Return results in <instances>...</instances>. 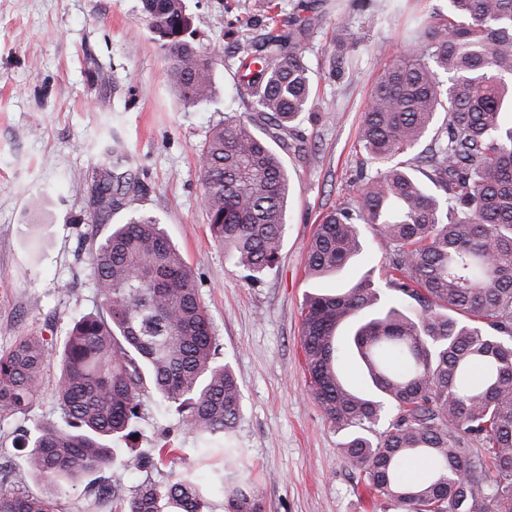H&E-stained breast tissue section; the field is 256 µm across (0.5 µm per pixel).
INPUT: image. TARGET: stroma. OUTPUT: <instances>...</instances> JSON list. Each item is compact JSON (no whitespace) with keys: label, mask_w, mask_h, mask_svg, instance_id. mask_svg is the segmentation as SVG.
I'll use <instances>...</instances> for the list:
<instances>
[{"label":"stroma","mask_w":512,"mask_h":512,"mask_svg":"<svg viewBox=\"0 0 512 512\" xmlns=\"http://www.w3.org/2000/svg\"><path fill=\"white\" fill-rule=\"evenodd\" d=\"M196 46L212 60L213 93L188 104L170 79L141 0H0V351L27 336L46 353L40 392L28 414L0 418V466L8 488L48 491L19 459L23 431L59 421L55 388L62 343L74 321L97 310L91 258L111 227L139 214L155 217L192 268L212 323L217 363L229 364L242 393L231 439L247 449L250 477L265 512H385L367 499L339 450L344 438L309 391L300 347L301 304L314 288L333 289L384 277L385 252L365 227L362 259L336 277L307 279V247L321 217L353 202L356 138L371 90L393 56L413 51L416 18L448 0H387L366 27L348 0H321L328 23L347 17L355 35L342 78H329L325 33L305 58L317 83L296 123L306 141L289 153L288 230L278 264L247 279L206 224L197 151L211 128L247 116L224 31L260 34L267 0H184ZM119 142L133 159L139 191L101 219L92 204L106 146ZM138 448L169 437L193 439L153 391L141 397Z\"/></svg>","instance_id":"stroma-1"}]
</instances>
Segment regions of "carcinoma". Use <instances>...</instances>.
Masks as SVG:
<instances>
[{"instance_id":"1","label":"carcinoma","mask_w":512,"mask_h":512,"mask_svg":"<svg viewBox=\"0 0 512 512\" xmlns=\"http://www.w3.org/2000/svg\"><path fill=\"white\" fill-rule=\"evenodd\" d=\"M448 2V12L433 9L415 29L418 52L382 70L357 138L360 168H381L356 186L357 205L322 217L306 255L307 277L337 275L361 255L371 224L391 294L368 277L307 293L301 347L311 395L345 432L339 448L365 492L399 512H512V124L504 123L512 111V0ZM142 3L184 101L208 99L212 62L192 41L183 0ZM325 24L317 0H308L284 29L270 16L255 41L226 34L255 112L212 127L198 163L211 236L252 280L281 252L290 189L281 152L298 149L294 122L314 83L304 52ZM349 36V22L338 19L328 47L346 49ZM442 111L444 127L416 152ZM131 165L114 148L112 170L93 177L100 212L124 205ZM93 274L100 307L75 320L63 341V425L37 427L22 455L56 494L9 490L0 478V512H63L59 498L80 478L115 465L154 466L133 447H114L130 438L148 388L199 442L163 446L159 460L175 464L190 452L219 455L224 465L206 489L182 468L132 494L109 481L99 498L123 512H206L215 497L224 512H264L260 486L244 476L246 449L225 442L241 413L240 387L215 361L195 277L157 219L138 215L113 227L95 249ZM412 301L418 310H409ZM347 320L356 321L352 340L374 395L353 391L336 372L335 338ZM44 360L31 337L0 354V416L29 411ZM387 408V427L376 434ZM415 456L429 458L432 470L410 482L400 468Z\"/></svg>"}]
</instances>
